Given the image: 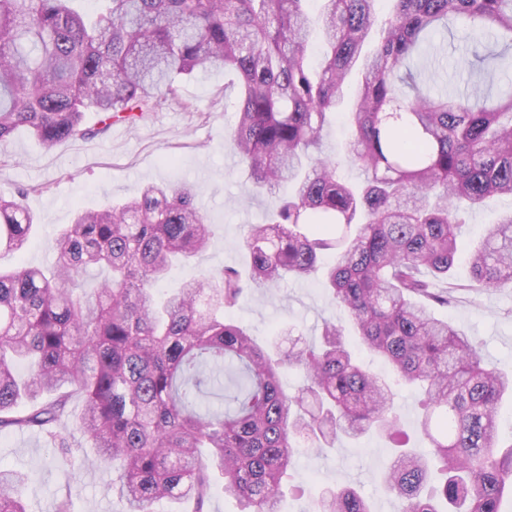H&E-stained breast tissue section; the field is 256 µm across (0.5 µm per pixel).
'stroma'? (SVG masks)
<instances>
[{
	"instance_id": "1",
	"label": "stroma",
	"mask_w": 512,
	"mask_h": 512,
	"mask_svg": "<svg viewBox=\"0 0 512 512\" xmlns=\"http://www.w3.org/2000/svg\"><path fill=\"white\" fill-rule=\"evenodd\" d=\"M473 51L472 41L459 30L447 36L441 49L443 67L457 87H465L469 80L467 62ZM225 82L220 69L198 76L181 91L192 111H185L183 102L172 104L147 120L123 121L101 136L72 141L50 152L23 131L0 142V196L8 198L27 190L26 204L37 221L26 249L0 256V264L22 261L50 266L52 238L62 225L72 222L77 209L136 196L150 182L178 179L195 186L216 233L195 266L172 270L168 287H178L198 266L245 269L243 237L249 225L262 221L272 199L252 195L246 171L224 142V128L234 119L228 105L235 100L234 91L225 90ZM511 208L512 197L508 196L470 210L460 252H468L498 214ZM437 314L481 340L489 363L512 367V290L487 289L475 296L462 289ZM233 316L262 344L286 341L291 331L312 343L318 340L324 321L346 319L315 277L254 293ZM389 460L386 441L379 436L344 439L332 450L302 442L295 466L306 496L301 500L284 497L285 512H308L311 499L328 485L354 487L371 502L373 512H402L403 500L379 486ZM1 468L19 469L27 475L22 496L29 512H54L56 503L67 496L72 499V512L122 510L118 498L106 493L111 469L95 461L83 437H76L72 454L64 455L46 447L39 434L0 433Z\"/></svg>"
}]
</instances>
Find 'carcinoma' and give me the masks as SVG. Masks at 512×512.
I'll list each match as a JSON object with an SVG mask.
<instances>
[{
  "label": "carcinoma",
  "instance_id": "cac0c4a2",
  "mask_svg": "<svg viewBox=\"0 0 512 512\" xmlns=\"http://www.w3.org/2000/svg\"><path fill=\"white\" fill-rule=\"evenodd\" d=\"M95 19L71 0H0V142L27 129L48 149L144 120L181 102L180 87L224 68L236 90L228 140L253 191L286 185L242 242L250 276L203 268L175 292L157 286L214 236L187 184L149 183L139 196L79 210L53 239L50 273L0 269V431L30 430L65 455L78 431L112 465L107 490L122 512L160 501L206 512L212 488L240 512H281L299 442L380 431L402 451L384 488L404 512H500L512 489V440L498 407L512 372L480 343L437 318L455 289L512 288V211L470 249V279L449 281L462 214L512 196V80L488 94L434 90L414 66L438 29H489L512 52V0H103ZM101 114L97 128L84 114ZM347 114L339 179L321 149L331 116ZM0 197V252L18 253L35 218ZM332 301L356 343L389 365L387 380L356 360L344 325L323 322L316 345H257L224 317L254 291L313 274L321 256ZM107 272L90 294L82 282ZM29 367L20 382L13 366ZM288 366L302 376L289 392ZM420 389L430 452L405 449L395 387ZM84 416L69 425L70 402ZM27 476L0 470V512H26ZM316 512H371L355 489H324Z\"/></svg>",
  "mask_w": 512,
  "mask_h": 512
}]
</instances>
